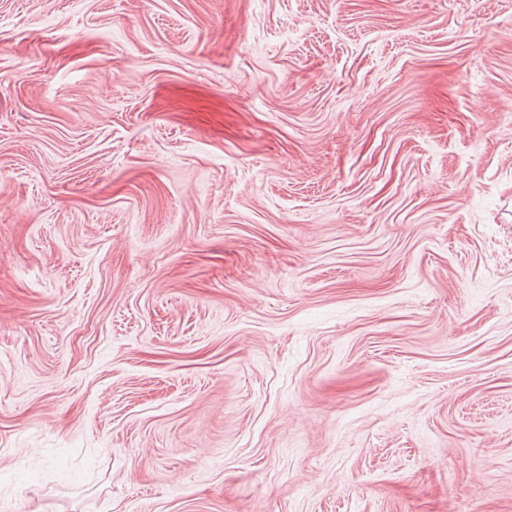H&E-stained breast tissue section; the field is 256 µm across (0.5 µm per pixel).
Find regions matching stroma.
Listing matches in <instances>:
<instances>
[{"label": "stroma", "instance_id": "stroma-1", "mask_svg": "<svg viewBox=\"0 0 512 512\" xmlns=\"http://www.w3.org/2000/svg\"><path fill=\"white\" fill-rule=\"evenodd\" d=\"M0 512H512V0H0Z\"/></svg>", "mask_w": 512, "mask_h": 512}]
</instances>
